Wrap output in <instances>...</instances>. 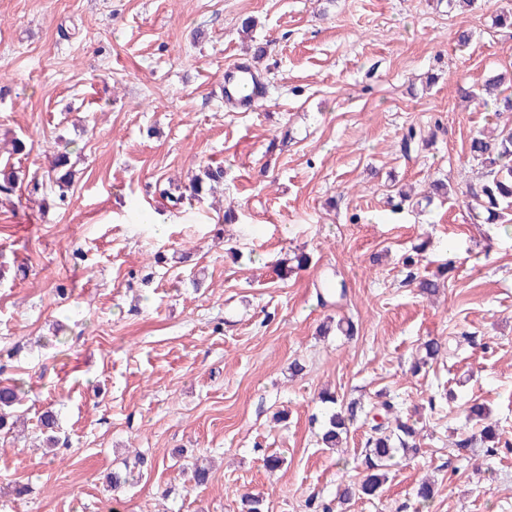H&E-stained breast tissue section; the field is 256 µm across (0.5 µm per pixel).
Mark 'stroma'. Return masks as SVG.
Listing matches in <instances>:
<instances>
[{
    "instance_id": "35a3bbf8",
    "label": "stroma",
    "mask_w": 512,
    "mask_h": 512,
    "mask_svg": "<svg viewBox=\"0 0 512 512\" xmlns=\"http://www.w3.org/2000/svg\"><path fill=\"white\" fill-rule=\"evenodd\" d=\"M503 8L512 0H0V166L21 182L0 194V381H24L26 419L0 438V512H239L246 492L263 512H512V233L474 223L461 198L483 177L472 137L512 116L459 94L512 74ZM258 44L266 95L232 110L224 67ZM411 127L428 143L406 152ZM16 137L28 152L12 153ZM64 149L66 200L48 185L28 195ZM216 164L213 194L179 210L159 196ZM437 178L456 196L424 202ZM414 252L434 296L402 264ZM300 253L308 266L282 272ZM330 281L345 293L320 302ZM433 338L442 352L412 372ZM325 390L362 409L335 452L321 442ZM383 392L421 424L420 452L379 497L340 504ZM475 404L507 448L459 447ZM47 409L67 440L50 453ZM195 461L212 466L202 490ZM125 468L139 480L112 492L107 475Z\"/></svg>"
}]
</instances>
